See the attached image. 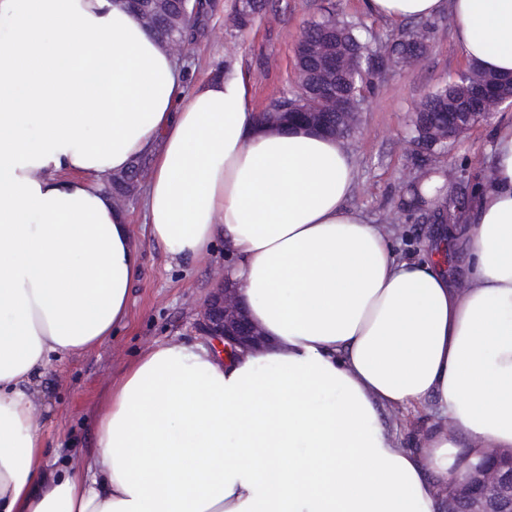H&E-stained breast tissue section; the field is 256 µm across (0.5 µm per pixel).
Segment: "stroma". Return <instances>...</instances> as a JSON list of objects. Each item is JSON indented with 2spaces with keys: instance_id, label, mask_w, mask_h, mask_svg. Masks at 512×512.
<instances>
[{
  "instance_id": "1",
  "label": "stroma",
  "mask_w": 512,
  "mask_h": 512,
  "mask_svg": "<svg viewBox=\"0 0 512 512\" xmlns=\"http://www.w3.org/2000/svg\"><path fill=\"white\" fill-rule=\"evenodd\" d=\"M234 0H217L208 15L206 31L194 38L178 60L190 79L211 69L238 68L249 84V108L263 111L294 85L293 57L303 26L327 5L360 19L380 43L396 35L397 22L364 14L361 0H269L251 30L241 32L229 22ZM433 30L422 60L412 68L385 69L370 74L373 87L361 114V126L346 139L358 169L357 185L348 204L361 210L370 223L391 232L397 251L417 250L432 239L435 227L401 211L399 200L413 176L423 168L445 169L449 181L466 175L482 182L494 165L493 131L512 123V107L474 126L452 147L426 153L407 140L415 105L436 85L466 68L450 15L433 18ZM141 244V273L130 298L128 322L113 338L87 353L53 362L40 382V425L52 452L79 457L93 440L92 422L103 407L113 377L148 348L170 341L198 342L195 328L217 275L220 257L192 265L172 261L144 231L145 200L126 202Z\"/></svg>"
}]
</instances>
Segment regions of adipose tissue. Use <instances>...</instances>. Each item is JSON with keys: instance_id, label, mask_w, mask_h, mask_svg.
Returning a JSON list of instances; mask_svg holds the SVG:
<instances>
[{"instance_id": "ef3b65f1", "label": "adipose tissue", "mask_w": 512, "mask_h": 512, "mask_svg": "<svg viewBox=\"0 0 512 512\" xmlns=\"http://www.w3.org/2000/svg\"><path fill=\"white\" fill-rule=\"evenodd\" d=\"M449 14L466 60L512 75V0H362ZM237 72L187 87L124 0H0V512H443L448 477L512 450V124L468 214L398 253L347 202L344 139L261 123ZM150 159L171 258L215 248L262 347L149 349L110 386L80 467L50 465L38 385L128 320L141 273L104 183ZM426 421L399 446L383 421Z\"/></svg>"}]
</instances>
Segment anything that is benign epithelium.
<instances>
[{
    "label": "benign epithelium",
    "mask_w": 512,
    "mask_h": 512,
    "mask_svg": "<svg viewBox=\"0 0 512 512\" xmlns=\"http://www.w3.org/2000/svg\"><path fill=\"white\" fill-rule=\"evenodd\" d=\"M135 7V16L149 31L155 26V18L166 10L169 0H151L139 3L128 0ZM201 0H179L178 10L185 21H193L201 14ZM303 58L321 65L325 82L309 95L302 96L301 117L308 126L328 130L330 121L336 128L354 131L360 122V113L352 111V101L340 92L337 82L349 77L351 62L348 54L336 50L328 36L301 41ZM472 95L475 101L473 112H450L448 122L429 128L430 139L436 144H448L453 138L452 129L466 119L475 125L500 111L505 104L484 85L481 77L470 74ZM220 287L207 300L197 328L212 341L215 351L235 353L237 350H254L263 344L262 336L248 320L238 301L235 288L224 284L219 276ZM471 488L458 490L448 496L445 512H512V455H492L475 469L470 479Z\"/></svg>",
    "instance_id": "7a95c632"
}]
</instances>
